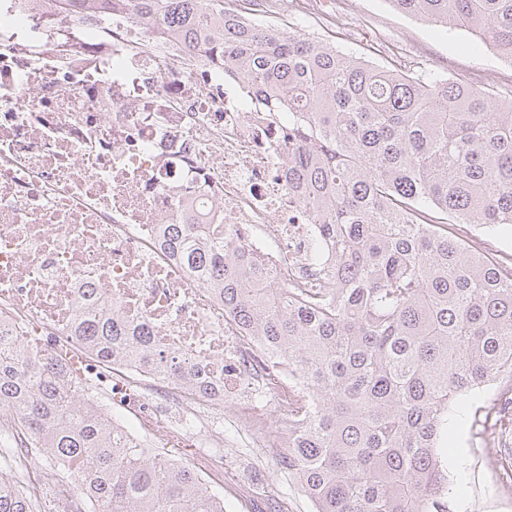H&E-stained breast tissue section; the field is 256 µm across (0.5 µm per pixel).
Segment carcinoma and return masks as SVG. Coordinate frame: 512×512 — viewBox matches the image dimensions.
Here are the masks:
<instances>
[{
    "instance_id": "1",
    "label": "carcinoma",
    "mask_w": 512,
    "mask_h": 512,
    "mask_svg": "<svg viewBox=\"0 0 512 512\" xmlns=\"http://www.w3.org/2000/svg\"><path fill=\"white\" fill-rule=\"evenodd\" d=\"M86 16L111 0H66ZM226 0H127L141 19L216 52L265 111L288 118V188L331 245L329 287L304 301L269 288L232 237L201 245L169 225L167 248L216 288L224 312L304 385L284 397L272 449L314 512H448L444 445L456 406L512 369V265L448 233H512V95L495 97L392 60L378 65L287 32ZM471 32L512 61V0H387ZM76 339L108 365L135 357L203 389L201 367L166 361L146 327L91 316ZM68 365L0 344V407L41 485L0 484V512H224V493L171 456L112 427L71 391Z\"/></svg>"
}]
</instances>
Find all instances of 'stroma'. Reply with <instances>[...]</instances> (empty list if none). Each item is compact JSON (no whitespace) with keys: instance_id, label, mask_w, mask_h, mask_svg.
Masks as SVG:
<instances>
[{"instance_id":"1","label":"stroma","mask_w":512,"mask_h":512,"mask_svg":"<svg viewBox=\"0 0 512 512\" xmlns=\"http://www.w3.org/2000/svg\"><path fill=\"white\" fill-rule=\"evenodd\" d=\"M288 29L333 38L339 49L354 54L375 43L380 47L378 61L398 59L406 66L418 63L430 72L476 88L512 90V62L479 38L408 17L394 10L388 0H339L335 21L292 19ZM259 424L265 430H277L280 415L271 412ZM259 424L228 414L224 420V450L193 449L185 452L182 460L223 491L224 512H268L257 493L261 487L283 501L288 512H312L311 503L287 472L276 465L270 451L252 446L251 435ZM449 444L451 512H512V489L499 488L498 457L489 453L490 442L477 434L471 415L457 417Z\"/></svg>"}]
</instances>
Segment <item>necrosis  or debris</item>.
Listing matches in <instances>:
<instances>
[{
  "label": "necrosis or debris",
  "instance_id": "1",
  "mask_svg": "<svg viewBox=\"0 0 512 512\" xmlns=\"http://www.w3.org/2000/svg\"><path fill=\"white\" fill-rule=\"evenodd\" d=\"M278 125L122 0L108 25L60 0H0V337L53 356L93 310L147 325L212 389L116 361L100 411L143 441L175 411L168 447H223L218 420L261 413L266 377L217 290L161 241L190 212L214 235L232 227L271 286L327 287L330 245L288 188Z\"/></svg>",
  "mask_w": 512,
  "mask_h": 512
}]
</instances>
